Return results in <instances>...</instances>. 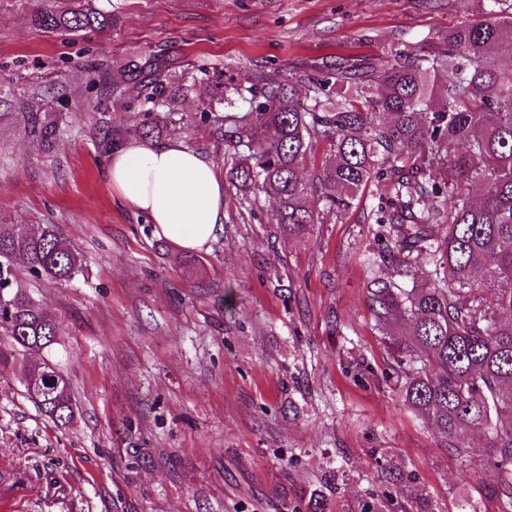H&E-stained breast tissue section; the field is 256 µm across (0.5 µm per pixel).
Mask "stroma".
<instances>
[{
  "label": "stroma",
  "mask_w": 512,
  "mask_h": 512,
  "mask_svg": "<svg viewBox=\"0 0 512 512\" xmlns=\"http://www.w3.org/2000/svg\"><path fill=\"white\" fill-rule=\"evenodd\" d=\"M104 32L44 33L27 6H0V92L39 99L69 125L52 151L0 125V219L56 224L87 269L61 284L16 278L61 320L53 360L78 411L60 428L0 366V512H299L305 489L334 475V512H500L486 491L485 440L468 461L443 448L406 407L390 339L369 308L389 277L388 238L368 216L369 186L346 212H323L307 234L278 226L265 195L240 204L224 187V222L186 253L157 237L107 178L103 129L134 139L130 112L101 85L113 62L161 59L189 80L196 66L293 75L345 59H387L480 19L484 0H96ZM212 96L196 85L176 139L225 175V146L199 121ZM194 256L187 266L186 256ZM145 449L132 462V449Z\"/></svg>",
  "instance_id": "stroma-1"
}]
</instances>
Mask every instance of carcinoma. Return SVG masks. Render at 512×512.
Wrapping results in <instances>:
<instances>
[{
	"instance_id": "cac0c4a2",
	"label": "carcinoma",
	"mask_w": 512,
	"mask_h": 512,
	"mask_svg": "<svg viewBox=\"0 0 512 512\" xmlns=\"http://www.w3.org/2000/svg\"><path fill=\"white\" fill-rule=\"evenodd\" d=\"M502 2L384 62L326 65L293 80L265 69L223 79L201 65L194 80L215 83L200 121L234 150L231 185L244 199L266 193L288 234L318 223L310 197L346 211L363 187L383 188L375 223L389 225L397 275L419 278L410 288L378 278L370 295L393 340L402 400L459 459L469 457V432L485 434L487 493L512 512V68L495 62L512 43V11ZM27 20L49 34L112 28V13L93 0H38ZM191 90L159 60L119 62L105 83L127 108L154 115L156 133L175 125ZM3 117L46 151L60 137L62 115L41 106L18 101ZM17 261L66 283L84 273L85 258L56 224H0V331L10 339L0 365L24 383L57 379L38 407L67 427L77 408L69 379L30 359L52 350L61 324L19 287ZM329 493L326 484L304 492L305 512H330Z\"/></svg>"
}]
</instances>
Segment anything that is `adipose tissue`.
I'll list each match as a JSON object with an SVG mask.
<instances>
[{"instance_id": "ef3b65f1", "label": "adipose tissue", "mask_w": 512, "mask_h": 512, "mask_svg": "<svg viewBox=\"0 0 512 512\" xmlns=\"http://www.w3.org/2000/svg\"><path fill=\"white\" fill-rule=\"evenodd\" d=\"M107 176L122 200L147 214L159 237L183 249L203 248L222 230L224 184L212 161L182 143L120 144Z\"/></svg>"}]
</instances>
